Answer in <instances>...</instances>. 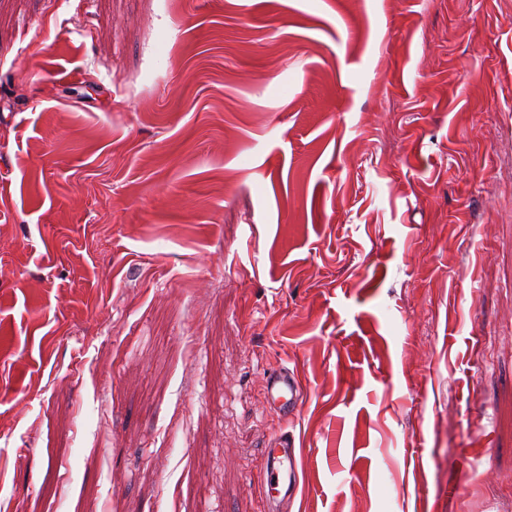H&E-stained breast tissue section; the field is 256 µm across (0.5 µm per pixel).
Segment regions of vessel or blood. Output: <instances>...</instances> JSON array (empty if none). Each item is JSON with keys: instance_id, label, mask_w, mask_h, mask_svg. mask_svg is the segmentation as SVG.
Segmentation results:
<instances>
[{"instance_id": "1", "label": "vessel or blood", "mask_w": 512, "mask_h": 512, "mask_svg": "<svg viewBox=\"0 0 512 512\" xmlns=\"http://www.w3.org/2000/svg\"><path fill=\"white\" fill-rule=\"evenodd\" d=\"M265 399L280 415L294 414L305 400V389L297 371L281 368L263 378ZM261 480L266 499L294 498L300 484L301 461L290 432L275 433L263 450Z\"/></svg>"}]
</instances>
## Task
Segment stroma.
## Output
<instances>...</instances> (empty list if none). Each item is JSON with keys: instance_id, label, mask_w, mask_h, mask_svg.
Wrapping results in <instances>:
<instances>
[{"instance_id": "stroma-1", "label": "stroma", "mask_w": 512, "mask_h": 512, "mask_svg": "<svg viewBox=\"0 0 512 512\" xmlns=\"http://www.w3.org/2000/svg\"><path fill=\"white\" fill-rule=\"evenodd\" d=\"M282 429L277 512H512V0H0V512H265ZM262 381L264 398L278 408L280 415H293L302 406L305 389L297 371L283 367L266 373ZM263 482L266 500L294 499L300 484L301 461L290 432H276L263 450Z\"/></svg>"}]
</instances>
